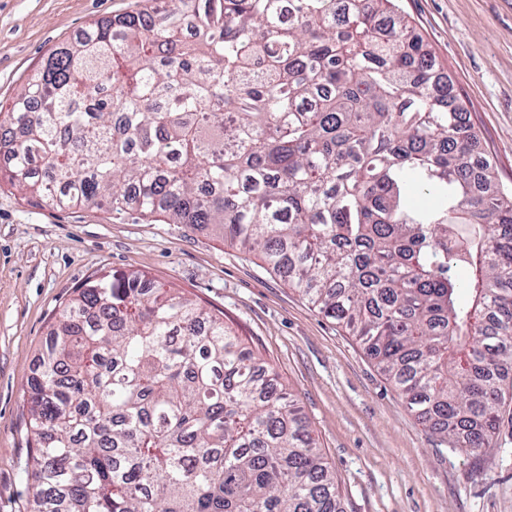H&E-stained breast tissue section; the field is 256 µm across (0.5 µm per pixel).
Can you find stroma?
Returning a JSON list of instances; mask_svg holds the SVG:
<instances>
[{"mask_svg":"<svg viewBox=\"0 0 512 512\" xmlns=\"http://www.w3.org/2000/svg\"><path fill=\"white\" fill-rule=\"evenodd\" d=\"M512 193V0H396ZM140 0H0V105L49 51ZM140 271L217 314L290 390L346 512H512V373L492 451L464 455L419 422L353 336L257 254L188 224L103 206L36 205L0 187V512H27L29 381L55 317L99 270Z\"/></svg>","mask_w":512,"mask_h":512,"instance_id":"35a3bbf8","label":"stroma"}]
</instances>
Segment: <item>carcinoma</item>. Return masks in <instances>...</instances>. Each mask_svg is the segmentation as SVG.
<instances>
[{"instance_id": "carcinoma-1", "label": "carcinoma", "mask_w": 512, "mask_h": 512, "mask_svg": "<svg viewBox=\"0 0 512 512\" xmlns=\"http://www.w3.org/2000/svg\"><path fill=\"white\" fill-rule=\"evenodd\" d=\"M145 2L21 87L0 182L258 253L442 441L487 452L512 369V194L471 162L467 110L395 0ZM27 404L29 512H344L276 374L141 272L74 290Z\"/></svg>"}]
</instances>
